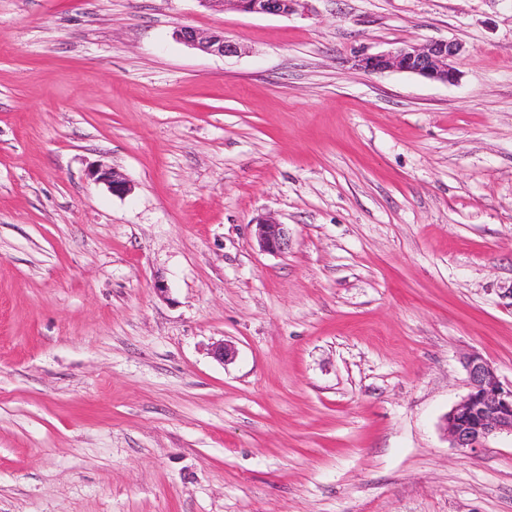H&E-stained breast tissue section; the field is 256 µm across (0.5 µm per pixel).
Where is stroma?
I'll return each mask as SVG.
<instances>
[{
    "instance_id": "35a3bbf8",
    "label": "stroma",
    "mask_w": 512,
    "mask_h": 512,
    "mask_svg": "<svg viewBox=\"0 0 512 512\" xmlns=\"http://www.w3.org/2000/svg\"><path fill=\"white\" fill-rule=\"evenodd\" d=\"M471 353L512 383V0H0V512H512ZM211 8L224 10L226 7L251 13L278 16H304L308 11V0H200ZM175 39L200 52L228 56L238 53V47L214 32H203L193 28H181L174 33ZM461 49L453 41H434L422 46L405 45L382 53L362 55L358 59V66L369 74L398 71L442 83H454L457 73L451 63ZM92 178L104 184L115 196H125L131 191L129 181L118 171L103 164L96 165L91 171ZM256 235L260 247L267 252H281L288 247L287 225L263 218L256 224ZM469 392L448 412L445 421L453 448L477 452L500 434L512 436V384L504 386L479 355L464 358Z\"/></svg>"
}]
</instances>
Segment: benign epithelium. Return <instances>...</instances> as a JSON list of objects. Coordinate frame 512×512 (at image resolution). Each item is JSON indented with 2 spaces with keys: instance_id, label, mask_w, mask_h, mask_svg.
<instances>
[{
  "instance_id": "1",
  "label": "benign epithelium",
  "mask_w": 512,
  "mask_h": 512,
  "mask_svg": "<svg viewBox=\"0 0 512 512\" xmlns=\"http://www.w3.org/2000/svg\"><path fill=\"white\" fill-rule=\"evenodd\" d=\"M200 3L220 10L230 7L245 13L287 17L303 16L308 11V0H200ZM174 36L177 41L206 54L228 56L238 52L237 46L214 32L181 28ZM460 51L461 46L453 41L405 45L382 53L365 54L358 59V66L369 74L398 71L453 83L457 73L452 59ZM91 176L115 196H125L131 191L129 181L111 167L99 164L92 169ZM256 235L260 247L267 252H280L288 247L287 225L270 218L256 224ZM463 365L469 392L448 412L446 429L452 447L476 452L492 437L504 433L512 435V384L504 385L479 355L465 357Z\"/></svg>"
}]
</instances>
